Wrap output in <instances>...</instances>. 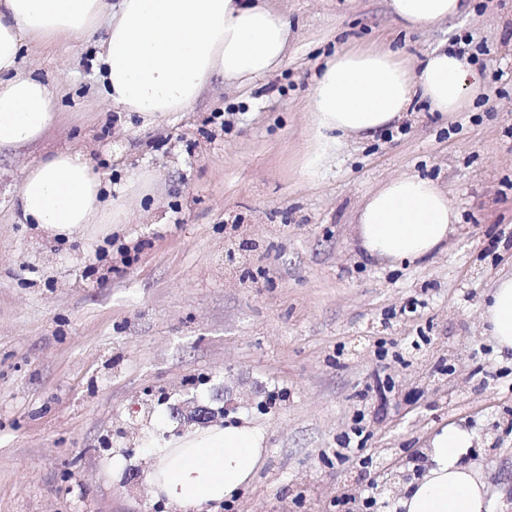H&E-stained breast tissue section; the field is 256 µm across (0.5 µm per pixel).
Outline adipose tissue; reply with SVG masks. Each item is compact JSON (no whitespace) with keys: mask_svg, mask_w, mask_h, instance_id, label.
Masks as SVG:
<instances>
[{"mask_svg":"<svg viewBox=\"0 0 512 512\" xmlns=\"http://www.w3.org/2000/svg\"><path fill=\"white\" fill-rule=\"evenodd\" d=\"M405 27L455 19L465 0H390ZM98 34L102 80L113 104L145 122L185 112L216 76L246 87L271 73L288 53V23L266 0H0V151L39 141L53 125L58 83L21 69L30 42ZM484 88L477 69L437 48L411 63L387 46H354L330 57L312 91L307 173L323 167L343 137L373 134L402 119L414 96L431 111L471 105ZM86 152L62 148L26 169L15 199L22 223L73 239L88 225L123 223V198H110ZM459 221L435 181L405 174L368 194L355 234L371 260L425 258L447 244ZM482 319L499 353L512 352V274L500 277ZM145 440L154 459L153 497L203 512L250 483L267 450L263 430L247 422L168 433L154 426ZM470 431L447 424L431 437L421 477L393 503L395 512H491L486 483L465 458Z\"/></svg>","mask_w":512,"mask_h":512,"instance_id":"1","label":"adipose tissue"}]
</instances>
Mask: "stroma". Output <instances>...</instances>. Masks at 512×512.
<instances>
[{"label":"stroma","mask_w":512,"mask_h":512,"mask_svg":"<svg viewBox=\"0 0 512 512\" xmlns=\"http://www.w3.org/2000/svg\"><path fill=\"white\" fill-rule=\"evenodd\" d=\"M269 4L288 22L282 66L250 87L214 79L155 124L104 95L93 37L23 51L60 90L45 137L0 154V512H178L148 492L142 439L192 398L266 433L254 481L217 512H389L451 423L475 435L492 512H512V358L480 316L512 272V0L422 30L388 0ZM388 41L414 61L464 50L483 93L450 115L414 103L309 177L321 65ZM65 147L126 188L119 231L66 241L20 223L25 169ZM404 173L445 187L461 228L424 261L381 265L352 226Z\"/></svg>","instance_id":"1"}]
</instances>
